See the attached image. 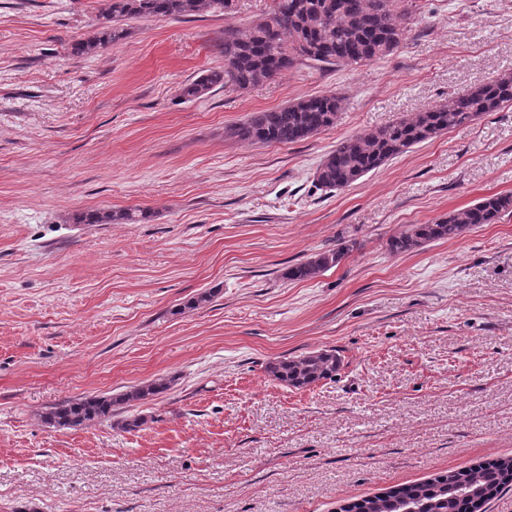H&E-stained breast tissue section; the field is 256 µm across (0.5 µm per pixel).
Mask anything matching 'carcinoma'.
I'll return each instance as SVG.
<instances>
[{"instance_id": "carcinoma-1", "label": "carcinoma", "mask_w": 512, "mask_h": 512, "mask_svg": "<svg viewBox=\"0 0 512 512\" xmlns=\"http://www.w3.org/2000/svg\"><path fill=\"white\" fill-rule=\"evenodd\" d=\"M229 0H107L99 15L97 31L74 41L70 52L91 56L127 36L125 22L133 19H179L207 11H224ZM415 0H274L271 13L280 17L270 32L264 17L246 27L224 33V68L209 70L181 89V97L199 98L214 88L247 89L272 79L297 64H362L396 50L405 38ZM512 104V75H502L467 92L451 96L423 112L402 116L382 127L359 133L336 145L319 163L314 182L322 189L350 187L368 173L452 129L465 127L481 117ZM341 109V98L326 94L299 98L287 106L261 112L229 129L240 141L293 144L332 127ZM512 213V194L491 195L444 215L434 224H411L388 240L394 254L410 253L435 241L460 237L481 224H493ZM146 209L88 210L74 217L77 224H134L149 218ZM348 246L315 254L285 272L293 281H306L338 266ZM342 359L337 350L319 349L269 363L273 380L295 389L332 380ZM168 384L154 381L134 386L118 395H85L46 409L44 423L75 429L112 418L163 393ZM512 486V458H499L451 471L427 481L403 484L375 496L341 506L340 512H483L484 506Z\"/></svg>"}]
</instances>
